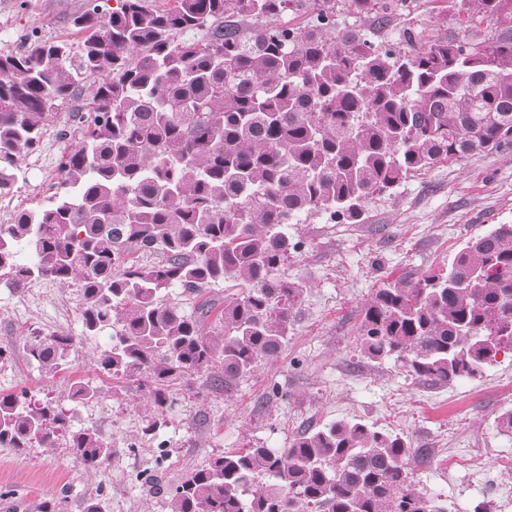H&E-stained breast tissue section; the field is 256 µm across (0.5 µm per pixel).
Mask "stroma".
<instances>
[{"label":"stroma","mask_w":512,"mask_h":512,"mask_svg":"<svg viewBox=\"0 0 512 512\" xmlns=\"http://www.w3.org/2000/svg\"><path fill=\"white\" fill-rule=\"evenodd\" d=\"M18 2L0 0V52L22 49L33 34L52 41L65 36L64 17L85 0H26L22 11ZM439 11L438 0H414L410 15L397 19L388 40L398 41L407 27L429 37L474 40L498 27L492 20L464 29ZM70 110L63 104L40 150L22 157L18 191L0 195V224L11 223L17 210L47 204L60 179L58 159L65 147L56 128ZM498 224H512V146L442 161L409 177L369 200L362 223L337 224L318 213L289 225L300 247L289 254L284 273L305 283L307 294L292 318L287 345L232 394L201 397L178 388L177 405L158 432L157 440L167 443L163 460L157 441L140 438L147 405L137 382L116 384L96 371L103 339L85 335L76 287L50 279L20 289L1 283L0 347L14 354L0 360V393L25 389L36 401L58 404L67 410L71 428L98 429L114 454L92 472L62 441L22 452L0 447V512H34L45 500L61 501L62 512H84L93 498L104 500L106 512H165V490L214 455L259 445L282 448L305 430L354 418L409 440L416 450L409 466L418 489L441 497L449 512L492 505V498L476 491L460 497L458 480L441 472L429 450L444 438L450 447L480 454L489 464L512 454V437L495 426L496 416L512 403L490 393L499 380L512 377V353H499L482 375L441 385L414 378L401 363L365 359L357 336L378 288L444 268L467 240ZM34 330L73 336L65 372L48 377L27 363L23 343ZM80 379L101 386V397L72 401V386ZM272 386L279 394L269 400L265 394ZM393 407L401 411L396 424L385 418ZM146 471L156 475V485L142 483Z\"/></svg>","instance_id":"stroma-1"}]
</instances>
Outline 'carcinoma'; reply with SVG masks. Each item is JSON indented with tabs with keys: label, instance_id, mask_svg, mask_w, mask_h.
<instances>
[{
	"label": "carcinoma",
	"instance_id": "cac0c4a2",
	"mask_svg": "<svg viewBox=\"0 0 512 512\" xmlns=\"http://www.w3.org/2000/svg\"><path fill=\"white\" fill-rule=\"evenodd\" d=\"M504 2L448 9L471 24ZM406 12L409 0H86L68 19L75 38L0 52V195L60 104L97 82L57 131L69 145L49 204L0 224V282L79 288L85 335L108 333L97 369L137 381L153 408L141 438L156 437L176 387L228 395L278 357L307 293L281 277L288 225L309 212L358 224L410 175L512 145V27L478 43L410 27L404 48L372 40ZM221 282L236 289L224 301L208 291ZM72 346L35 334L25 355L53 376ZM358 346L437 383L482 374L512 349V224L468 240L446 273L379 289ZM99 394L78 380L71 397ZM65 434L88 470L112 456L52 402L0 394V447ZM411 456L404 438L342 419L286 448L214 456L166 492V512H448L416 487Z\"/></svg>",
	"mask_w": 512,
	"mask_h": 512
}]
</instances>
